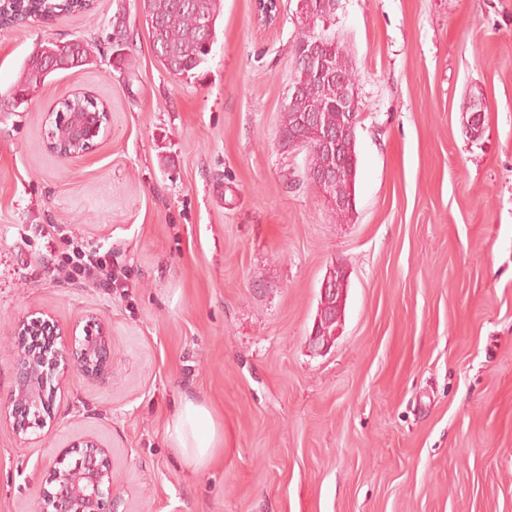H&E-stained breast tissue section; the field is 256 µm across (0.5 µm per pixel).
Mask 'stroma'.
<instances>
[{"label": "stroma", "mask_w": 512, "mask_h": 512, "mask_svg": "<svg viewBox=\"0 0 512 512\" xmlns=\"http://www.w3.org/2000/svg\"><path fill=\"white\" fill-rule=\"evenodd\" d=\"M295 0L276 22L222 0L205 65L157 61L140 0L0 29V94L37 44L88 64L0 112V402L15 323L108 329L112 367L71 375L20 443L0 421V512H34L50 468L91 437L117 512H512V0H338L353 67V210L284 148ZM78 92L110 119L93 153L47 147ZM75 238L112 253L115 287L56 269ZM345 307L310 345L326 276ZM209 405L221 453L189 473L166 425ZM66 42H70V45L66 48L65 59H63V56H61L59 61H57L56 63H58L60 61H62V62L70 61V62L73 63L75 57H76V60L79 61V63L72 64V65L67 66V67L59 68L56 71L68 70V69L73 68V67H78V66L84 65L86 62H88V60L91 57V51L92 50L90 49L89 45L86 42H84L83 40H81V39H72V40H68Z\"/></svg>", "instance_id": "obj_1"}]
</instances>
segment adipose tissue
Here are the masks:
<instances>
[{
  "instance_id": "ef3b65f1",
  "label": "adipose tissue",
  "mask_w": 512,
  "mask_h": 512,
  "mask_svg": "<svg viewBox=\"0 0 512 512\" xmlns=\"http://www.w3.org/2000/svg\"><path fill=\"white\" fill-rule=\"evenodd\" d=\"M166 433L190 472L212 465L219 453L218 426L205 404L184 401L168 422Z\"/></svg>"
}]
</instances>
